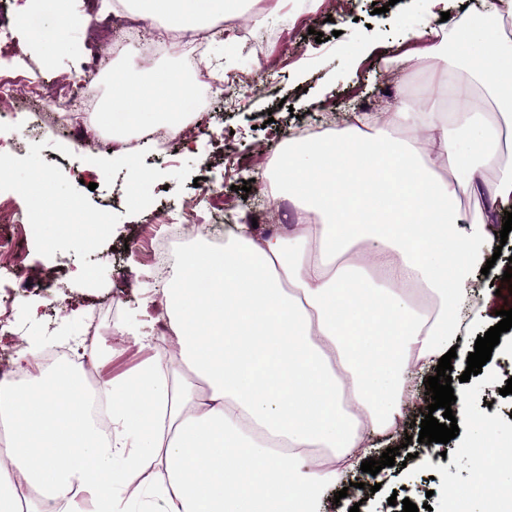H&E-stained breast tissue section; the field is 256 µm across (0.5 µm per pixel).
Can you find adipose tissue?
<instances>
[{
	"mask_svg": "<svg viewBox=\"0 0 512 512\" xmlns=\"http://www.w3.org/2000/svg\"><path fill=\"white\" fill-rule=\"evenodd\" d=\"M166 28L237 13L240 0H135ZM408 53L453 96L402 100L382 125L356 112L338 135L287 140L254 179L270 205L288 200V235L248 230L223 251L188 249L144 309L167 319L180 386L150 359L108 385L102 436L77 378L42 371L0 381V512H327L324 493L361 462L375 437H397L419 398L412 367L448 351L466 360L483 307L461 310L472 273L493 255L491 217L460 196L512 206V2L462 32ZM466 82L449 83L461 63ZM493 101L473 106L475 89ZM170 74L113 78L128 126L172 117ZM157 470L146 492L144 468Z\"/></svg>",
	"mask_w": 512,
	"mask_h": 512,
	"instance_id": "adipose-tissue-1",
	"label": "adipose tissue"
}]
</instances>
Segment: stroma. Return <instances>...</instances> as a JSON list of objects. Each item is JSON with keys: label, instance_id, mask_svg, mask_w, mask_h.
Wrapping results in <instances>:
<instances>
[{"label": "stroma", "instance_id": "obj_1", "mask_svg": "<svg viewBox=\"0 0 512 512\" xmlns=\"http://www.w3.org/2000/svg\"><path fill=\"white\" fill-rule=\"evenodd\" d=\"M377 5L383 6V13H374ZM325 9V0H261L259 7L238 15L251 42L212 35L206 49L212 78L250 73L259 51L281 70L261 90L240 91L234 111L225 110L223 95L211 97L213 119L205 134L162 150L148 146L134 156L135 169L149 177L145 200L138 205L132 202L128 173L107 169L109 153L101 154L99 170L87 171L70 134L56 128L48 95L19 91L13 104L19 124L37 127L38 132L31 137L0 134V205L38 210L42 218L31 230L0 219V233L13 239L12 267L0 270V304L7 306L23 338L40 337L45 353L63 347L74 353L91 351L112 377L150 357L164 356L155 321L141 310L143 300L162 289L154 274L153 247L170 227L157 222L160 207L196 197L203 187L226 193L242 185L248 174L238 170L236 158L266 143L270 129L264 128V121H272L285 134L297 125L320 127L322 110L332 109L340 129L347 125L351 109L389 97L431 96L432 73L401 55L400 46L407 36L432 28L455 35L478 18L472 0H352L350 10L331 22ZM33 10L31 0H0V11L14 19L15 50L56 92L99 66L91 120H98L112 98L114 73L183 74L178 41L150 58L132 43L114 50L107 37H91L85 24L65 32L64 51L48 53L35 32L16 21ZM319 32L325 42H316ZM197 178L202 181L198 188L193 185ZM84 213L99 215L113 227L90 250L80 236L60 229ZM50 270L54 279L44 280ZM91 327L96 338L88 347L84 341ZM138 334L147 337V346L135 344ZM491 360L493 372L479 373L465 385L459 381L464 365L451 372L452 388L464 385L474 392L465 415L457 419L459 437L475 438L483 418L491 415L501 438H512V394L499 393L512 378V330L501 334ZM424 417V412H414L413 423L406 426L413 438L407 464L386 468L379 491L368 495L359 512H402L405 498L430 505L433 512H512L508 470L493 492L476 493L458 504L448 500V484H470L474 461L450 443L420 446L417 436ZM421 449L432 456V465L416 459ZM392 496L398 497V504H389Z\"/></svg>", "mask_w": 512, "mask_h": 512}]
</instances>
